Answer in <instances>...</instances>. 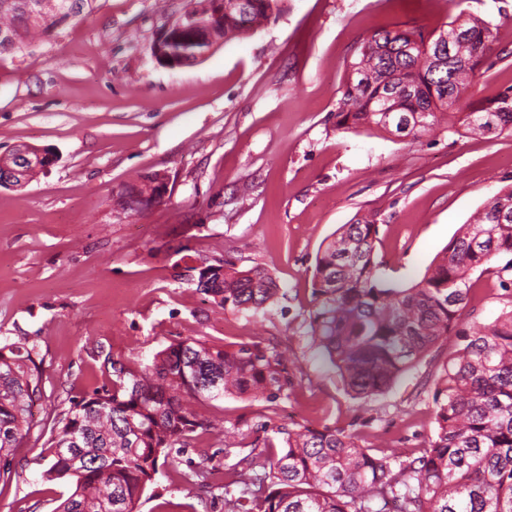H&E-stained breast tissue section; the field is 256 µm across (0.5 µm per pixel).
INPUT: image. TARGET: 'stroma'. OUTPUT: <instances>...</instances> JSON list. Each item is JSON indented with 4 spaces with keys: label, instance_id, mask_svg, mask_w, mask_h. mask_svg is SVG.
Returning a JSON list of instances; mask_svg holds the SVG:
<instances>
[{
    "label": "stroma",
    "instance_id": "obj_1",
    "mask_svg": "<svg viewBox=\"0 0 512 512\" xmlns=\"http://www.w3.org/2000/svg\"><path fill=\"white\" fill-rule=\"evenodd\" d=\"M186 0H99L33 52L0 58V156L16 146L56 160L23 190L0 188V341L26 337L44 359L40 428L0 479V512H53L68 495L41 458L49 424L92 392L112 363L134 365L174 341H259L295 353L290 397L194 403L211 432L160 465L139 512H224L185 478L224 460V432L254 436L290 422L329 425L401 456L435 435L436 379L455 343L431 352L383 396L358 403L307 340L311 277L322 243L359 219L378 226L387 277L420 279L462 224L512 182V135L440 131L411 144L335 127L337 89L361 42L380 28L429 32L464 13L498 27L505 60L479 96L512 85V0H285L245 38L199 64L169 68L152 47ZM168 178L163 203L124 200L147 176ZM261 266L277 303L237 312L214 304L179 265Z\"/></svg>",
    "mask_w": 512,
    "mask_h": 512
}]
</instances>
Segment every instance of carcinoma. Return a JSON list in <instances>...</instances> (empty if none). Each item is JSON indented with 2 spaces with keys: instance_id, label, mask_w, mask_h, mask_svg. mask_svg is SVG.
<instances>
[{
  "instance_id": "obj_1",
  "label": "carcinoma",
  "mask_w": 512,
  "mask_h": 512,
  "mask_svg": "<svg viewBox=\"0 0 512 512\" xmlns=\"http://www.w3.org/2000/svg\"><path fill=\"white\" fill-rule=\"evenodd\" d=\"M98 0H0V56L27 50ZM281 0H251L242 15L220 17L214 0H187L153 47L165 66L197 62L223 38L245 37L279 13ZM492 22L457 16L425 33L382 28L365 40L337 102L336 129L386 132L418 141L439 125L438 113L460 108L466 134L512 135V86L493 98L470 94L502 60ZM0 157V187L21 190L51 163L50 152L25 146ZM159 175L127 192L128 209L163 202ZM371 220L343 224L321 246L306 318L312 346L338 372L353 399L385 394L432 349L462 340L433 392L436 434L417 454L359 445L325 425L278 430L282 438L249 440L224 431L219 467L195 473L205 493L224 496V512H512V184L503 186L461 226L422 278L388 280L376 258ZM502 257L505 263L495 264ZM197 290L231 310H264L280 285L267 269L191 268ZM492 276L508 302L489 323L460 328L472 275ZM43 359L23 338L0 345V476L37 427L32 407L44 398ZM290 360L276 347L241 342L216 347L185 338L148 364L113 368L112 384L70 400L54 418L47 481L66 479L70 493L53 512H139L158 461L182 453L211 424L191 400L264 397L273 403L293 387Z\"/></svg>"
}]
</instances>
